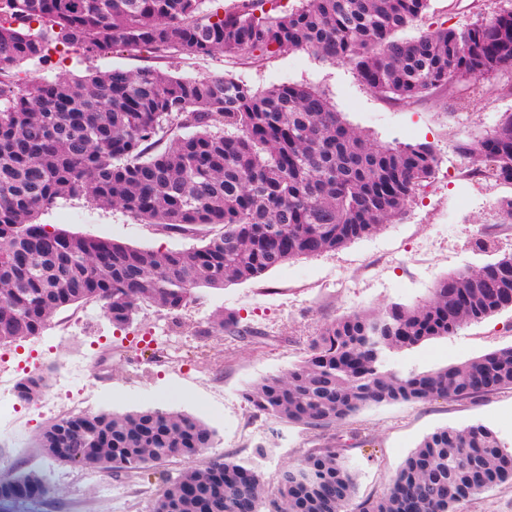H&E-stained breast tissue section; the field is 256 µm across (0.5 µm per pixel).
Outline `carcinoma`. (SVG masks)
<instances>
[{
  "instance_id": "1",
  "label": "carcinoma",
  "mask_w": 512,
  "mask_h": 512,
  "mask_svg": "<svg viewBox=\"0 0 512 512\" xmlns=\"http://www.w3.org/2000/svg\"><path fill=\"white\" fill-rule=\"evenodd\" d=\"M205 0H0V73L43 60L56 43L95 54L150 48L171 56L269 58L307 50L349 64L395 102L512 68V6L463 27L398 33L429 0H299L285 15L262 0L203 13ZM172 144L162 145L167 140ZM474 173L512 184V115L481 135L459 132ZM428 143L389 146L350 127L328 99L302 85L254 91L228 75H163L145 67L18 85L0 80V344L40 335L55 312L95 302L113 324L140 304L174 312L193 289L245 282L285 262L367 237L405 214L436 172ZM64 196L119 206L177 233L222 231L201 247L154 252L50 231L38 216ZM512 308V253L440 279L429 299L391 304L325 326L305 358L251 384L250 406L309 429L340 425L369 405L470 400L512 386V347L405 377L388 352L453 335ZM389 324L395 338L375 333ZM101 428L73 434L64 464L121 472L190 458L211 446L204 422L156 409L101 413ZM265 487L260 471L217 457L167 483L151 512H460L479 493L512 482V449L483 425L426 435L385 492L358 504L344 449L313 448ZM24 499L51 493L34 473Z\"/></svg>"
}]
</instances>
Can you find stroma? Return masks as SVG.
I'll return each instance as SVG.
<instances>
[{"label": "stroma", "mask_w": 512, "mask_h": 512, "mask_svg": "<svg viewBox=\"0 0 512 512\" xmlns=\"http://www.w3.org/2000/svg\"><path fill=\"white\" fill-rule=\"evenodd\" d=\"M504 3L430 0L423 22L404 35L414 38L441 25L461 27ZM149 66L189 78L227 74L256 91L283 83L309 87L371 139L391 145L430 144L438 159L435 177L401 219L377 233L285 263L248 282L194 289L189 308L172 314L145 303L133 324L120 328L98 304L74 305L56 312L41 335L0 346V377H41L47 394L84 389L90 397L89 413L160 409L194 416L215 432L213 445L193 458L106 474L104 482L112 485L107 491L102 482L91 480L90 470L60 463L43 452L39 436L55 416L34 413L20 402L12 428L24 445L15 447L0 436V480L28 472L43 477L52 493L36 512H115V488L126 499V512H150L152 498L170 478L186 469H204L213 457L258 468L273 485L310 449L335 445L345 448L355 465L356 495L362 499L382 494L408 454L435 429L483 424L512 447V387L473 400L372 405L329 430L279 421L254 411L243 398L249 384L301 361L325 325L395 303L417 304L431 296L444 276L478 269L512 252V224L494 219L497 202L512 197V184L471 183L454 171L468 164L455 148L459 130L479 132L512 113V76L455 85L399 104L367 88L349 65L307 51L243 64L220 51L163 59L146 49L129 53L108 48L87 59L59 46L50 48L47 62H22L10 70L9 78L21 84L61 74L82 77ZM39 221L52 231L159 252L203 245L218 232L208 225L179 235L82 197L58 199ZM339 277L348 279L349 289L333 287ZM227 312L236 315L239 333L221 327ZM506 347H512V309L464 325L452 336L388 353L385 367L405 376ZM77 362L82 373L69 378L68 369Z\"/></svg>", "instance_id": "obj_1"}]
</instances>
